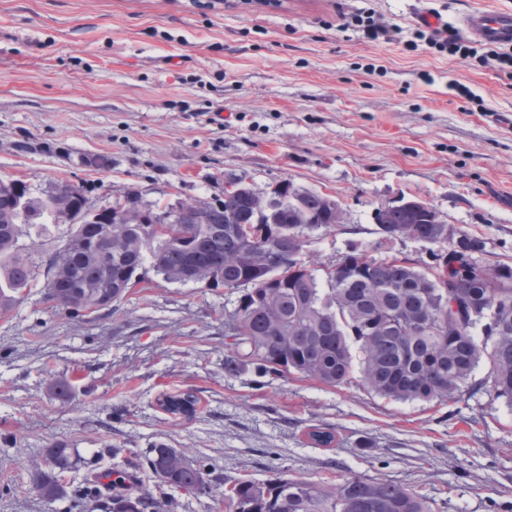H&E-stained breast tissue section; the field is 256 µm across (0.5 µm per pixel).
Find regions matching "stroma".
Wrapping results in <instances>:
<instances>
[{"label":"stroma","instance_id":"stroma-1","mask_svg":"<svg viewBox=\"0 0 512 512\" xmlns=\"http://www.w3.org/2000/svg\"><path fill=\"white\" fill-rule=\"evenodd\" d=\"M416 4L0 0V180L36 196L63 183L94 201L133 194L156 212L223 198L230 177L258 192L287 180L343 210L305 233L318 270L354 246L429 263L430 245H381L374 221L417 199L481 240L483 262L512 265V78L491 59L405 50ZM366 9L388 39L354 23ZM82 154L111 165L78 166ZM237 299L148 269L108 311L71 317L39 285L0 314V512H80L33 484L60 441L86 459L112 445L129 485L153 494L143 459L162 443L219 478L361 473L417 491L432 512H512V408L484 388L486 367L476 393L432 403L272 381L251 365L228 374ZM188 389L192 418L159 409L161 394ZM314 427L335 447L312 444Z\"/></svg>","mask_w":512,"mask_h":512}]
</instances>
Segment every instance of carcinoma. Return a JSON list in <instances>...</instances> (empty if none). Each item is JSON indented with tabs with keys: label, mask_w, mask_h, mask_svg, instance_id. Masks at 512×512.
Returning <instances> with one entry per match:
<instances>
[{
	"label": "carcinoma",
	"mask_w": 512,
	"mask_h": 512,
	"mask_svg": "<svg viewBox=\"0 0 512 512\" xmlns=\"http://www.w3.org/2000/svg\"><path fill=\"white\" fill-rule=\"evenodd\" d=\"M10 190L0 191V309L11 307L36 281L31 242L19 244L21 225ZM37 219L51 220L55 199L31 201ZM201 208L185 203L180 212L194 245L190 248L151 230L155 212L137 224H115L112 237L95 247L56 251L48 260L47 299L79 316L102 310L103 293L114 302L127 294L135 269L149 262L171 283H183L200 266L220 267L215 287L238 289L232 318L225 322L235 353L224 371L237 372L244 359L262 374H291L328 387L348 385L359 374L364 388L399 402L447 401L464 391L475 369H488L495 398L512 406V266L483 265L468 258L482 241L466 234L448 242V225L431 224L404 208L386 213L379 233L387 242L410 239L435 247L432 264L420 270L407 258H377L351 250L320 281L302 259L304 230L330 228L336 215L326 195L285 181L273 210L256 222L248 192H224ZM192 391L165 395L168 413L190 417ZM50 472L35 488L48 501L70 493L65 475L76 459L64 444L49 449ZM148 466L158 485L197 495L212 486L211 472L188 462L175 449L155 446ZM80 506L97 512H168L172 501L133 490L117 467L88 466ZM228 512H431L423 496L391 480L360 474L332 484L286 471L266 479L224 481Z\"/></svg>",
	"instance_id": "obj_1"
}]
</instances>
